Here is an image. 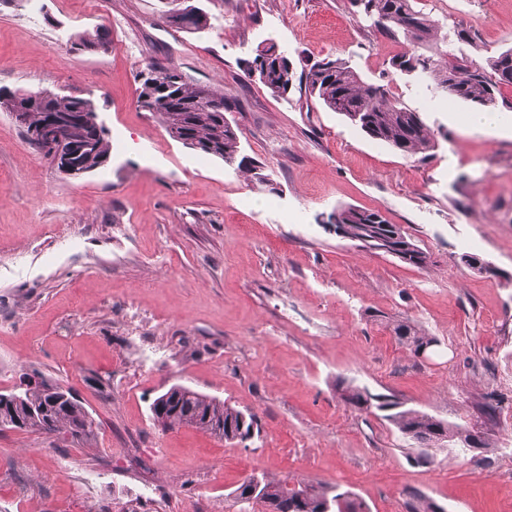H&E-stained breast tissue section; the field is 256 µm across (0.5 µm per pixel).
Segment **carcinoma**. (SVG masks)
Masks as SVG:
<instances>
[{"label": "carcinoma", "instance_id": "carcinoma-1", "mask_svg": "<svg viewBox=\"0 0 512 512\" xmlns=\"http://www.w3.org/2000/svg\"><path fill=\"white\" fill-rule=\"evenodd\" d=\"M359 20L379 27L396 41H407V48L394 55L389 64L402 75L433 78L428 85L435 94L490 109L499 105L512 108V101L501 98L504 87H512V48L486 58L485 62L455 52L460 43L472 44L475 34L461 21L445 23L423 11L417 0H350ZM107 33L100 29L77 33L71 40L74 51H97L105 48ZM247 77H256L271 95L286 98L294 89L304 92L323 110L336 112L370 139L407 155L428 156L438 146L437 133L420 116L397 100L385 84L365 81L350 60L343 57L324 58L296 70L294 61L279 44L261 42L255 56L245 61ZM137 104L155 117L168 135L185 147L205 156L217 158L225 165L244 173L256 187L276 193V183L265 173L263 165L244 153L236 123L225 119L234 102L205 85L190 82L179 70L152 62L138 74ZM5 111L18 113L27 141L40 145L31 133L42 124L45 114L61 116L69 137L78 150L75 161L87 172L103 167L111 156L112 144L102 122L87 123L82 113H98L94 100L72 94L57 93L44 97L38 92L0 88ZM91 143L88 150L83 149ZM340 229L341 238L363 250V239H385L401 262L423 268L429 256L399 224L391 223L375 210L341 206L320 220ZM398 344L415 355L438 339L408 318L386 320ZM39 381H27L30 376ZM336 391L349 405L359 409H375L398 433L412 441L420 453L417 461L431 462V448L463 442L471 431L452 425L426 411L367 388L336 381ZM165 416L169 428L187 424L219 440L244 431L252 435L258 428L253 414L226 404L214 397L187 390ZM95 421L84 404L57 381L39 372L21 371L18 382L0 399V429L57 434L79 439L87 444L95 437ZM262 490L247 496V486L238 485L232 492L239 512H367L365 503L350 490L324 482L261 476ZM405 512H445L429 496L407 492Z\"/></svg>", "mask_w": 512, "mask_h": 512}]
</instances>
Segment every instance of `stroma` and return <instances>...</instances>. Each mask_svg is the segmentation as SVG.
Segmentation results:
<instances>
[{
  "mask_svg": "<svg viewBox=\"0 0 512 512\" xmlns=\"http://www.w3.org/2000/svg\"><path fill=\"white\" fill-rule=\"evenodd\" d=\"M208 29L167 27L160 0H5L0 87L58 84L92 98L109 161L72 179L0 111V390L23 368L72 389L93 445L0 431V512H238L249 475L307 477L405 512L415 489L446 512H512V109L475 130L472 106L393 73L397 42L348 0H198ZM464 20L476 61L512 48V0H420ZM107 30V49L71 37ZM295 62L351 58L438 134L428 157L376 143L335 112L308 111L246 78L266 38ZM159 62L237 102L231 117L278 193L173 140L137 106ZM381 211L428 253L418 269L337 237L320 215ZM487 264L479 272L464 257ZM424 326L430 360L376 313ZM392 395L495 446L430 464L393 425L339 398L337 380ZM174 385L253 413L260 433L224 443L161 431L152 401ZM494 414H487L485 404Z\"/></svg>",
  "mask_w": 512,
  "mask_h": 512,
  "instance_id": "stroma-1",
  "label": "stroma"
}]
</instances>
